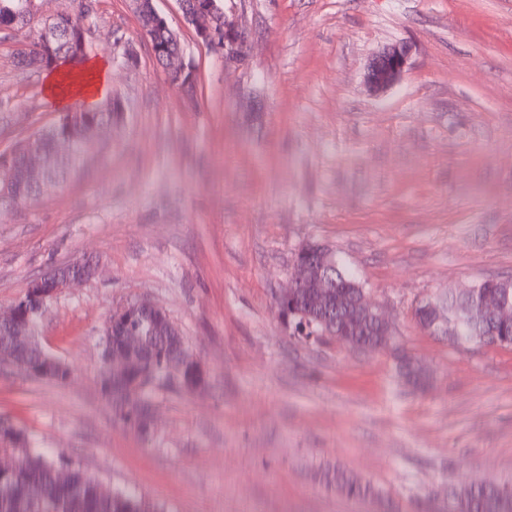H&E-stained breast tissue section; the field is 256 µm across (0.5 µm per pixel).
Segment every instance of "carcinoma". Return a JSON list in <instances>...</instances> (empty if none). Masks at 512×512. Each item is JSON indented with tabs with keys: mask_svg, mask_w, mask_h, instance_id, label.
Listing matches in <instances>:
<instances>
[{
	"mask_svg": "<svg viewBox=\"0 0 512 512\" xmlns=\"http://www.w3.org/2000/svg\"><path fill=\"white\" fill-rule=\"evenodd\" d=\"M40 0H0V39L15 40L19 34L34 32L33 38L23 43L24 51H15L17 68L30 74L42 71L32 66V60L46 61L45 69L64 65H78L86 58V52L75 49L83 34L91 28L94 18V0H73L74 7L48 20L38 18ZM201 9L208 12L215 33L224 37V3L211 0H195ZM57 30L53 38H45L43 30L47 25ZM147 39L158 64H163L160 49L172 52L182 49L181 41L173 38L166 28L154 27L147 31ZM122 112L94 109L85 114V124L53 125L17 143L16 153L11 158L16 183L11 185L4 200L22 203L33 199L39 188L24 179L25 151L29 147L39 150L45 158V176L48 180L65 183L79 169L86 165L85 141L88 129L93 125H105L124 120ZM59 135L73 139L74 152L67 157L57 155L55 140ZM328 259H336L333 252L319 251V245L308 244L295 256L292 272H301L302 278L295 279L294 287L288 289L284 304L288 306L290 323L294 324L299 336H344L357 340L378 339L380 328L374 324H338L336 306L348 301L350 288H314L311 273L314 266ZM512 278L486 279L477 284L473 301L485 296L499 298L512 308ZM50 302L39 295H28L23 302L22 319L28 325L25 335H10L0 327V353L18 363L29 366L34 375L44 379L63 381L69 372L61 367L45 370L42 367L40 343L36 329L48 309ZM461 302L450 295L444 299L421 301L414 310L419 322H424L435 310H453ZM111 333L101 341L102 357L112 358V374L101 376L103 394L115 415L130 426H135L132 414L146 418L141 407L152 402L151 392L133 400L130 396H117L115 391L128 390V385L141 377L152 376L158 380L167 379L172 367L181 368L178 387L192 391L203 383L204 377L185 345L180 331L167 313L158 305H144L130 301L112 311ZM133 331L141 336L142 342L135 361L121 349L123 336ZM457 344L483 342L486 344L512 345V321L504 322L497 315H485L473 326L466 327L454 339ZM401 375L405 382L421 387L428 383L408 361H400ZM11 457V466L0 469V512H164V508L150 502L130 490L114 489L106 494L99 491L101 481L90 474L72 469L67 478H61L60 469L65 461L60 454H49L29 446L22 430L12 423L0 420V455ZM327 485L348 497L376 495V488L368 481L336 470L324 474ZM448 512H512V488L500 485L465 484L448 491Z\"/></svg>",
	"mask_w": 512,
	"mask_h": 512,
	"instance_id": "carcinoma-1",
	"label": "carcinoma"
}]
</instances>
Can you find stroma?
<instances>
[{"label":"stroma","mask_w":512,"mask_h":512,"mask_svg":"<svg viewBox=\"0 0 512 512\" xmlns=\"http://www.w3.org/2000/svg\"><path fill=\"white\" fill-rule=\"evenodd\" d=\"M155 5L195 65L194 96L157 66L128 0H96L87 57L111 71L125 119L66 185L0 207V310L52 267H99L39 325L68 379L0 367V418L166 512H444L453 487L512 483V346L454 345L412 318L422 299L512 276V0H224L249 33L230 68L177 0ZM401 44L402 78L369 95V63ZM14 49L0 41L2 154L61 114ZM306 244L360 281L390 348L283 324L274 298ZM141 299L205 375L155 390L147 438L100 385L101 329ZM402 350L427 391L401 377ZM336 467L378 496L327 488Z\"/></svg>","instance_id":"obj_1"}]
</instances>
